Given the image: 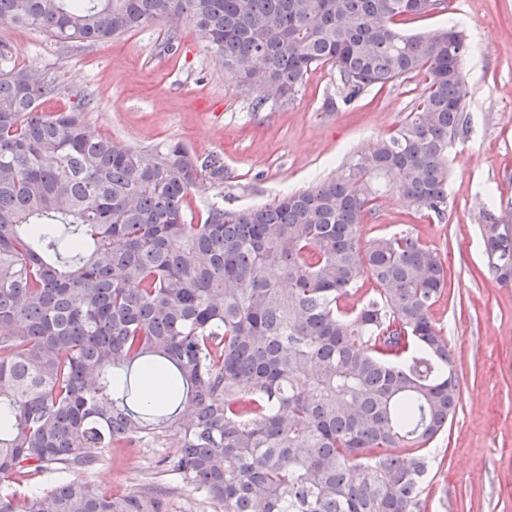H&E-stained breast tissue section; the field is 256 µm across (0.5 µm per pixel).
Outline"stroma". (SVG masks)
<instances>
[{"label": "stroma", "mask_w": 512, "mask_h": 512, "mask_svg": "<svg viewBox=\"0 0 512 512\" xmlns=\"http://www.w3.org/2000/svg\"><path fill=\"white\" fill-rule=\"evenodd\" d=\"M451 21L471 47L463 65L470 127L448 154L452 208L440 220L391 195L360 233L368 239L409 230L436 249L447 271L432 316L455 353L460 401L431 445L426 512H512V284L488 276L480 243L484 208L499 207L512 225V0H447L397 26L427 34ZM0 40L13 46L18 63L58 85L40 111L84 109L96 131L147 156L168 143L187 148L206 184L189 197L196 217L215 201L228 209L264 205L316 185L393 134L424 88L418 76L331 108L338 76L321 67L291 102L256 112L252 93L225 73L189 22L172 48L162 25L95 44H59L0 23ZM176 456L170 444L138 438L107 451L88 478L117 493L153 480L174 488L171 512H216L191 480L169 468Z\"/></svg>", "instance_id": "35a3bbf8"}]
</instances>
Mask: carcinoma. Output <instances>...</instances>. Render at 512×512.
Instances as JSON below:
<instances>
[{
	"instance_id": "carcinoma-1",
	"label": "carcinoma",
	"mask_w": 512,
	"mask_h": 512,
	"mask_svg": "<svg viewBox=\"0 0 512 512\" xmlns=\"http://www.w3.org/2000/svg\"><path fill=\"white\" fill-rule=\"evenodd\" d=\"M444 0H0V22L57 43L189 20L225 72L286 103L310 71L336 98L422 74L399 129L315 186L197 223L196 160L145 158L86 113L37 111L58 91L0 41V479L75 477L0 512H170L147 483L114 495L79 478L106 448L174 437L172 469L221 512H425L423 450L456 414L455 358L432 321L447 274L407 230L363 240L379 200L448 215V147L468 132L469 54L454 27L395 24ZM487 274L512 282V227L486 209ZM378 288L351 310L364 278ZM146 364L174 387L142 404Z\"/></svg>"
}]
</instances>
